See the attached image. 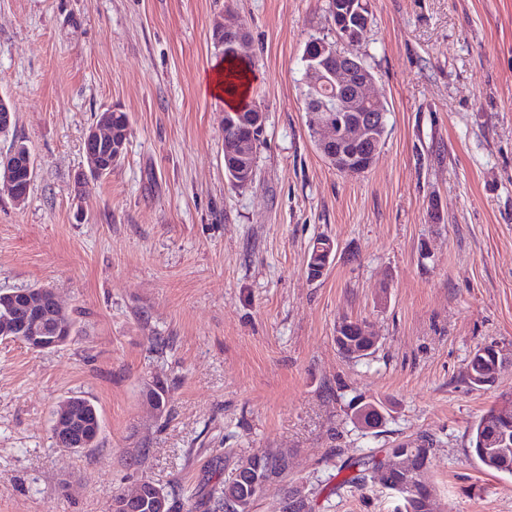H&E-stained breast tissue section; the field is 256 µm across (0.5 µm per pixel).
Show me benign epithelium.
Masks as SVG:
<instances>
[{
    "instance_id": "obj_1",
    "label": "benign epithelium",
    "mask_w": 512,
    "mask_h": 512,
    "mask_svg": "<svg viewBox=\"0 0 512 512\" xmlns=\"http://www.w3.org/2000/svg\"><path fill=\"white\" fill-rule=\"evenodd\" d=\"M370 0H332V10L337 18L333 25L338 39L346 44L360 41L361 31L368 28L370 18L367 16ZM247 34L231 11L224 12V18L214 23V46L218 52L231 48L237 57L245 59L243 48ZM305 73L320 77L335 89V103L314 104L308 112L312 117V130L315 131L316 149L320 155L337 171L356 176L366 173L372 167L379 147L378 132L386 127L387 108L383 107L381 98L374 94L375 77L371 74L362 58L341 51L336 42L326 39L308 44L302 55ZM249 128L246 138L230 136L224 140L225 174L237 187H247L256 178L255 164L247 160L248 139L264 138L266 113L257 108L245 116ZM85 153L90 163V173L101 171L99 153L108 150L112 163L116 164L125 155L127 133L115 132L105 123L97 122L90 126L84 138ZM26 164L29 179L36 175L35 162L26 155L15 157V163L3 164L0 174V186L16 200L27 196L28 190L17 185L14 165ZM314 261L309 274L321 278L335 258L334 244L316 243L313 252ZM9 339L27 345L34 352L56 349L69 340L67 329L60 323L49 322L41 318V313L25 316L16 320ZM82 429H77L71 407L61 404L55 409L51 420V433L65 438L70 444L68 451L75 448H88L98 436L99 428L96 413L83 414ZM407 451L403 448L391 449L384 465L377 470L376 479L386 490L396 495H407L412 484L391 486L385 479L389 470H409L413 479H418L420 471L407 466ZM289 459L280 456L270 459L265 464V477L261 489H266L273 481L281 478L288 470ZM144 499L152 504L155 512H165L166 500L158 485L142 481L136 489L124 495V499L114 506L116 512H124L130 502Z\"/></svg>"
}]
</instances>
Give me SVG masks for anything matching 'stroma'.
I'll use <instances>...</instances> for the list:
<instances>
[{"instance_id":"35a3bbf8","label":"stroma","mask_w":512,"mask_h":512,"mask_svg":"<svg viewBox=\"0 0 512 512\" xmlns=\"http://www.w3.org/2000/svg\"><path fill=\"white\" fill-rule=\"evenodd\" d=\"M370 2L351 51L387 128L351 177L317 151L304 105L301 57L333 38L330 0H0L14 113L0 153L25 142L37 167L24 201L0 193V290L50 286L78 321L54 350L0 338V512H110L143 478L207 512L213 457L286 450L288 480L316 492L341 463L422 437L441 512H512V476L470 451L471 425L512 395V0ZM228 9L267 114L243 189L224 176L225 106L207 89ZM113 106L130 118L127 151L94 180L84 136ZM320 236L336 257L313 280ZM346 317L370 325L374 354H340ZM490 343L504 364L470 385ZM156 378L161 419L143 400ZM72 395L101 415L77 454L51 433ZM363 399L385 407L372 432L352 419ZM394 506L370 486L320 512ZM500 354V356H499ZM495 359L499 362V369L503 366V357L499 352L493 347V345L480 346L476 348L474 351L469 364H468V380L473 386L480 387L482 385L474 382L475 376L485 375V373L489 374L490 367L492 361ZM498 369V370H499ZM498 370H494L496 373Z\"/></svg>"}]
</instances>
